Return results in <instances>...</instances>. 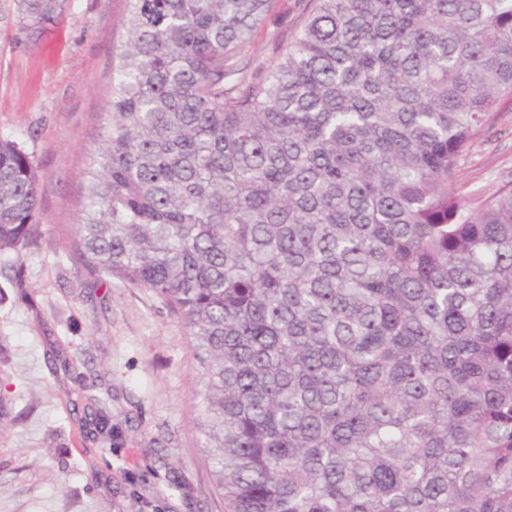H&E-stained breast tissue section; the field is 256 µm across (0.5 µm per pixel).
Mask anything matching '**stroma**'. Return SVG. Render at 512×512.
<instances>
[{"instance_id":"35a3bbf8","label":"stroma","mask_w":512,"mask_h":512,"mask_svg":"<svg viewBox=\"0 0 512 512\" xmlns=\"http://www.w3.org/2000/svg\"><path fill=\"white\" fill-rule=\"evenodd\" d=\"M310 0H275L247 49L269 65ZM126 0H66L25 28L0 0V138L39 174L42 236L0 254V512H224L197 428L200 367L178 319L151 292L86 265L74 249L84 172L110 109ZM512 184V106L479 136L456 178L476 200ZM97 376L81 390L74 370ZM105 407L121 439L98 436Z\"/></svg>"}]
</instances>
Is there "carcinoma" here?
<instances>
[{
    "instance_id": "1",
    "label": "carcinoma",
    "mask_w": 512,
    "mask_h": 512,
    "mask_svg": "<svg viewBox=\"0 0 512 512\" xmlns=\"http://www.w3.org/2000/svg\"><path fill=\"white\" fill-rule=\"evenodd\" d=\"M126 2L76 251L180 321L226 512H512V187H454L512 0H314L250 75L273 0ZM39 214L0 139V253Z\"/></svg>"
}]
</instances>
